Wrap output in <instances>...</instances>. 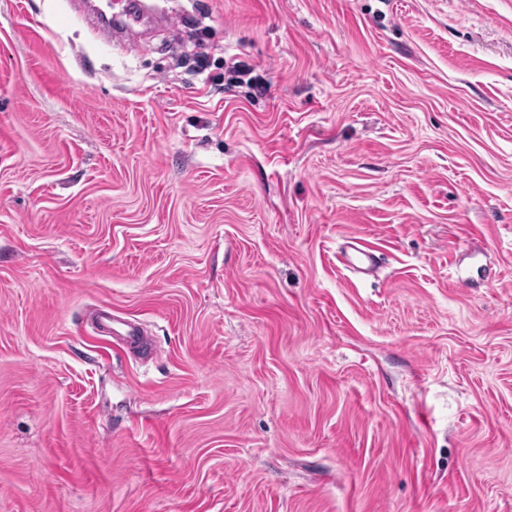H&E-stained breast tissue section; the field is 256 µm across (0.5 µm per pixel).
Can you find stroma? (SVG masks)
<instances>
[{
	"instance_id": "35a3bbf8",
	"label": "stroma",
	"mask_w": 512,
	"mask_h": 512,
	"mask_svg": "<svg viewBox=\"0 0 512 512\" xmlns=\"http://www.w3.org/2000/svg\"><path fill=\"white\" fill-rule=\"evenodd\" d=\"M88 1L0 0V512H512V0ZM346 256L350 269L364 275H374L380 267L379 257L361 248L356 240L348 243Z\"/></svg>"
}]
</instances>
